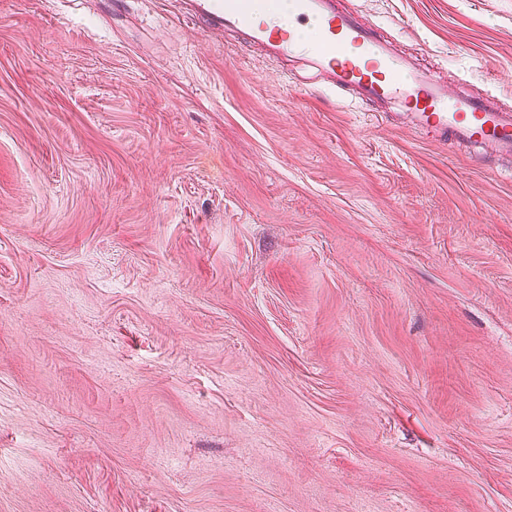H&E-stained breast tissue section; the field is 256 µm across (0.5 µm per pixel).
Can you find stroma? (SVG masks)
Instances as JSON below:
<instances>
[{"label": "stroma", "instance_id": "35a3bbf8", "mask_svg": "<svg viewBox=\"0 0 512 512\" xmlns=\"http://www.w3.org/2000/svg\"><path fill=\"white\" fill-rule=\"evenodd\" d=\"M512 106V0H338ZM174 0H0V512H512V160Z\"/></svg>", "mask_w": 512, "mask_h": 512}]
</instances>
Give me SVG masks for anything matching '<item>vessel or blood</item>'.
Returning <instances> with one entry per match:
<instances>
[{
  "mask_svg": "<svg viewBox=\"0 0 512 512\" xmlns=\"http://www.w3.org/2000/svg\"><path fill=\"white\" fill-rule=\"evenodd\" d=\"M180 11L206 32L241 35L269 60L302 63L339 94L400 109L411 126L469 147L475 157H512V110L449 91L336 0H288L292 22L285 28L274 22L276 7L259 14L252 0H180Z\"/></svg>",
  "mask_w": 512,
  "mask_h": 512,
  "instance_id": "b4317fda",
  "label": "vessel or blood"
}]
</instances>
